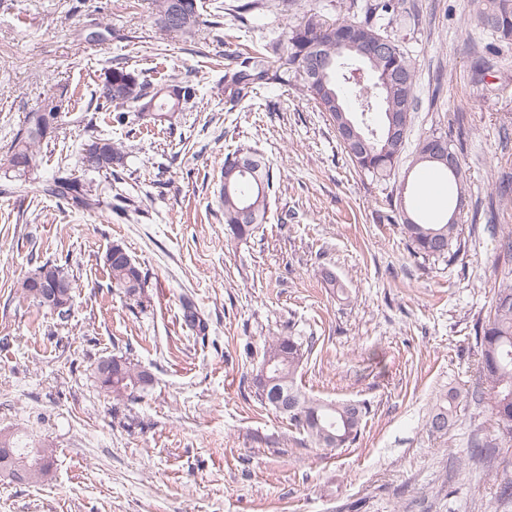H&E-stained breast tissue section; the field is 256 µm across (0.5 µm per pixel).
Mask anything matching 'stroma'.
<instances>
[{"label": "stroma", "mask_w": 512, "mask_h": 512, "mask_svg": "<svg viewBox=\"0 0 512 512\" xmlns=\"http://www.w3.org/2000/svg\"><path fill=\"white\" fill-rule=\"evenodd\" d=\"M243 2L197 0L203 24L190 38L162 31L152 0H0V161L26 113L65 95L31 179L63 168L100 200L86 212L38 191L0 195V429L37 434L54 460L40 485L0 476V512H512L499 497L512 442L496 453V478L455 466L472 437H494L486 406L464 401L447 434L426 427L437 397L477 382L475 329L508 268L488 223L512 225V203L488 206L512 173V51L475 82L470 0H410L415 28L388 31L415 62L416 108L399 163L378 181L354 168L283 59L227 103L230 55L288 36L280 0L241 14ZM118 62L154 83L192 81L197 96L171 124H113L96 91ZM432 131L453 141L467 175L451 262L411 255L385 219L392 191L420 176L415 146ZM92 135L121 144L116 176L81 167ZM241 147L268 160L276 193L265 224L237 242L218 193ZM115 244L147 274L137 298L112 281ZM47 262L75 283L63 321L16 291ZM186 298L207 335L184 325ZM275 336L302 342L303 392L367 404L356 443L317 447L257 400L252 378ZM112 356L152 385L114 401L93 375Z\"/></svg>", "instance_id": "1"}]
</instances>
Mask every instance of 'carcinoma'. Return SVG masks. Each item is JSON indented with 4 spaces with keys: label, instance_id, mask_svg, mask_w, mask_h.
Segmentation results:
<instances>
[{
    "label": "carcinoma",
    "instance_id": "1",
    "mask_svg": "<svg viewBox=\"0 0 512 512\" xmlns=\"http://www.w3.org/2000/svg\"><path fill=\"white\" fill-rule=\"evenodd\" d=\"M474 31L489 34L492 41L482 46V55L475 58L473 68L483 75L489 62L488 56L500 54L501 47L512 45V0H472ZM172 0H153L155 14L166 31L192 35L200 26V13L190 12V17L177 26L164 24ZM345 14L333 23L321 21L318 15L309 16L305 23L291 27L286 41L272 45V53L286 58L290 68L303 80V91L323 112L329 113L336 125L345 121L354 123L366 136L370 150L365 155H349L361 172L375 178L388 175L405 149L406 138L412 124L414 101L415 67L408 53L396 39H391L393 52L380 56L366 66L367 77L361 83H348L346 76L358 66L371 44L379 37H389L386 29L393 23L408 28L415 20L411 9L404 7L402 0H347L342 4ZM350 36L351 49L343 51L342 67L338 74L326 79L321 73L327 62H336V42L341 33ZM269 60L265 53L255 50L248 53L239 67L228 69L224 74L225 88L229 89L230 101L238 103L248 96L254 85L269 80ZM112 82L129 90L125 96L109 95L99 91V98L113 107L112 121L123 125L132 108L137 117L146 112L156 115L153 122H165L174 114L173 102L167 94L169 84L156 85L142 81L118 63L110 70ZM394 116L402 126L403 140L392 142L381 136L374 137L371 131L385 129L389 116ZM45 113L42 110L28 112L24 125L17 133L10 154L6 158L7 169L14 172V189L29 192L26 177L36 166L41 145L48 132ZM440 139L448 148L453 145L448 137L432 132L419 138L413 163L438 164V170L450 177L455 189L450 194L453 212L462 215L467 206L466 178L462 167L456 173L448 171L447 165L428 152V144ZM100 138L90 136L83 148L81 163L86 171L112 175V166H123L124 153L121 147L107 141L111 165L106 169L92 163L88 152ZM273 190L270 164L252 149H239L224 160V184L220 189V201L224 207V224L237 240L252 235L265 222L268 198ZM43 191L57 196L75 208L92 211L99 199L90 193L84 183L63 171L58 172L44 185ZM401 224V232L413 255L453 260L461 250L460 224L448 222L432 223L414 219L406 211L399 215H386ZM500 249L504 258L512 259V226L498 225ZM112 282L125 295H140L146 284V274L136 262H114L108 265ZM38 278L58 280L72 290V282L64 268L46 263L18 283L21 295L44 307L40 290L34 282ZM183 322L192 332L203 335L208 325L189 299L182 302ZM476 339L481 348L480 381L471 392L473 399L489 407L497 425L494 438L475 437L468 449L456 457L457 469L465 472L476 462H481L484 472H492L496 449L512 441V269L499 280L494 292L489 319L476 328ZM302 343L294 337L274 336L264 350L262 361L253 377V386L262 404L276 410L270 395L264 393L263 379H274L271 389H277L296 402L293 410L286 412L290 421L302 429L308 437L322 448H344L353 444L360 435L363 417L368 407L354 402H328L303 392L296 384V376L303 360ZM100 360L95 375L100 387L112 394L116 401L134 397L145 391L153 382L152 376L137 370L125 360L115 364L112 376L102 374ZM463 397L450 391L448 396L436 400L430 411L427 426L441 435L457 418V408ZM0 460L25 473V483L39 485L48 480L53 465L52 449L30 432L0 430Z\"/></svg>",
    "mask_w": 512,
    "mask_h": 512
}]
</instances>
